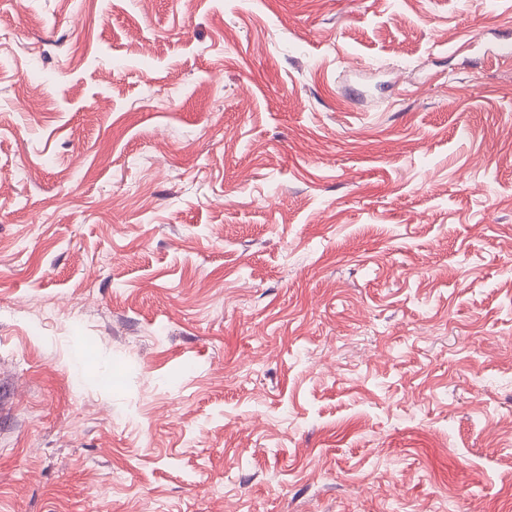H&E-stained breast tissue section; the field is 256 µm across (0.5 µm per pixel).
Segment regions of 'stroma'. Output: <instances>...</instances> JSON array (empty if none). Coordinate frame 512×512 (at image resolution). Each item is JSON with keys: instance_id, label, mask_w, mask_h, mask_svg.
Listing matches in <instances>:
<instances>
[{"instance_id": "stroma-1", "label": "stroma", "mask_w": 512, "mask_h": 512, "mask_svg": "<svg viewBox=\"0 0 512 512\" xmlns=\"http://www.w3.org/2000/svg\"><path fill=\"white\" fill-rule=\"evenodd\" d=\"M0 30V512H512V0Z\"/></svg>"}]
</instances>
